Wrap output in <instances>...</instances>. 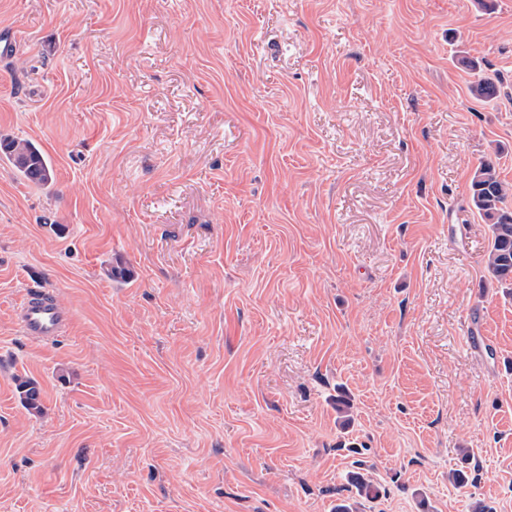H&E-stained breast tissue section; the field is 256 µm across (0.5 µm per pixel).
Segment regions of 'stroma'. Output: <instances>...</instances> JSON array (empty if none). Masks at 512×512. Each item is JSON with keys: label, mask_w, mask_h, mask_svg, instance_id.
I'll return each mask as SVG.
<instances>
[{"label": "stroma", "mask_w": 512, "mask_h": 512, "mask_svg": "<svg viewBox=\"0 0 512 512\" xmlns=\"http://www.w3.org/2000/svg\"><path fill=\"white\" fill-rule=\"evenodd\" d=\"M7 33L0 136L56 180L0 160V512H512L470 204L484 160L512 184V0H0ZM0 153L27 183L48 186L54 181L51 162L31 140L1 137ZM19 325L26 336L49 340L61 333L66 316L48 292L32 289L27 291L16 310ZM15 381L24 407L32 414H41L43 412L42 396L37 383L22 377Z\"/></svg>", "instance_id": "35a3bbf8"}]
</instances>
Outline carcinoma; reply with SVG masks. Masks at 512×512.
Returning <instances> with one entry per match:
<instances>
[{
	"mask_svg": "<svg viewBox=\"0 0 512 512\" xmlns=\"http://www.w3.org/2000/svg\"><path fill=\"white\" fill-rule=\"evenodd\" d=\"M480 99H492L498 94L497 84L487 78L471 87ZM0 154L27 183L48 186L55 178L51 162L42 150L28 139L0 138ZM512 187L497 172L496 162L486 160L476 168L472 178L471 205L488 224L490 245L486 268L489 276L499 283L512 282V211L505 208ZM16 388L24 407L32 414L43 412L41 390L32 379L19 377Z\"/></svg>",
	"mask_w": 512,
	"mask_h": 512,
	"instance_id": "obj_1",
	"label": "carcinoma"
}]
</instances>
